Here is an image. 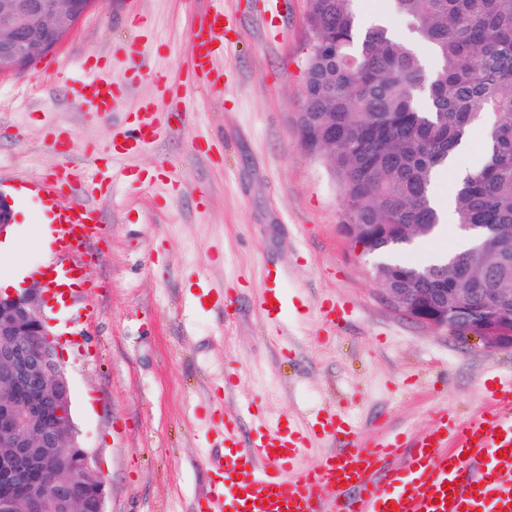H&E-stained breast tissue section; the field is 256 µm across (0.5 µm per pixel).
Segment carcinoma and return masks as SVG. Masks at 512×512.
Instances as JSON below:
<instances>
[{
  "mask_svg": "<svg viewBox=\"0 0 512 512\" xmlns=\"http://www.w3.org/2000/svg\"><path fill=\"white\" fill-rule=\"evenodd\" d=\"M309 0L300 135L344 200L341 228L361 224L363 254L383 256V285L512 288V0ZM403 17V43L386 15ZM487 146L455 187L454 221L497 228L490 245L415 267L392 256L432 236L437 173L472 130Z\"/></svg>",
  "mask_w": 512,
  "mask_h": 512,
  "instance_id": "carcinoma-1",
  "label": "carcinoma"
}]
</instances>
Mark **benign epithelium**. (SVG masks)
Masks as SVG:
<instances>
[{"label": "benign epithelium", "instance_id": "benign-epithelium-1", "mask_svg": "<svg viewBox=\"0 0 512 512\" xmlns=\"http://www.w3.org/2000/svg\"><path fill=\"white\" fill-rule=\"evenodd\" d=\"M96 0H0V73L36 63L60 44ZM381 300L395 313L427 328L477 340L487 349L512 347V289H383ZM38 289L0 294V389L19 400H0V488L22 472L39 476L44 491L28 495L32 512H105V484L95 452L78 443L71 388L43 313ZM69 441L76 462L59 464V438Z\"/></svg>", "mask_w": 512, "mask_h": 512}]
</instances>
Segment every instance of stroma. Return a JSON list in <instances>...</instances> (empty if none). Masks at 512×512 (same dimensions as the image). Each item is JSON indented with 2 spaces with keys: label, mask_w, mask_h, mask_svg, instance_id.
Wrapping results in <instances>:
<instances>
[{
  "label": "stroma",
  "mask_w": 512,
  "mask_h": 512,
  "mask_svg": "<svg viewBox=\"0 0 512 512\" xmlns=\"http://www.w3.org/2000/svg\"><path fill=\"white\" fill-rule=\"evenodd\" d=\"M201 6L97 0L62 44L0 75V192L17 216L8 240L30 266L45 254L27 222L36 202L20 181L59 163L50 135L68 134L70 162L88 170L115 133L136 127L139 101L155 106L158 140L112 159L111 192L89 194L104 234L88 251L59 255L83 284L48 313L107 512H194L212 478L206 459L222 445L204 431L219 392L224 408L252 400L274 419L334 407L375 440L472 412L484 386L512 378V347L467 344L387 308L371 257L343 235L336 183L298 127L308 0H224V93L195 91L191 117L171 109L151 74L182 84ZM136 16L146 31L131 27ZM108 72L130 96L114 112L81 111L76 78ZM276 269L288 298L280 328L256 307ZM213 288L232 304L214 305ZM327 301L347 309L333 329L320 312ZM228 371L239 378L230 388Z\"/></svg>",
  "instance_id": "1"
}]
</instances>
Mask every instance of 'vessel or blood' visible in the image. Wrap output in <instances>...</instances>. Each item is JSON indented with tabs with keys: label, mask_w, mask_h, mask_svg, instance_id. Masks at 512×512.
I'll list each match as a JSON object with an SVG mask.
<instances>
[{
	"label": "vessel or blood",
	"mask_w": 512,
	"mask_h": 512,
	"mask_svg": "<svg viewBox=\"0 0 512 512\" xmlns=\"http://www.w3.org/2000/svg\"><path fill=\"white\" fill-rule=\"evenodd\" d=\"M224 0H207L193 21L187 68L195 86L224 89L226 52ZM109 77H86L75 87L79 107L95 114L115 111L120 97ZM154 137L152 122L135 134L116 136L112 152L136 153ZM77 179L60 166L33 183L39 197L54 201ZM54 221L64 248L79 250L96 241L102 226L90 202L58 208ZM484 406L464 418H442L410 437L394 434L365 442L344 413L330 410L312 424H273L245 403L224 413L217 426L224 448L209 456L217 474L197 498V512H512V379L483 392ZM258 432L242 441L241 418ZM336 445L315 468L301 466L311 438Z\"/></svg>",
	"instance_id": "b4317fda"
}]
</instances>
